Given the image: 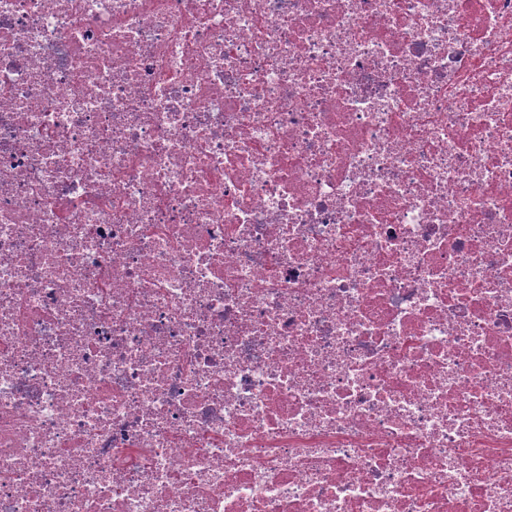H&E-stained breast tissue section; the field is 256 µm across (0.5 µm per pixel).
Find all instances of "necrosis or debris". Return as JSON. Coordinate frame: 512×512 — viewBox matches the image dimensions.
I'll list each match as a JSON object with an SVG mask.
<instances>
[{"instance_id": "necrosis-or-debris-1", "label": "necrosis or debris", "mask_w": 512, "mask_h": 512, "mask_svg": "<svg viewBox=\"0 0 512 512\" xmlns=\"http://www.w3.org/2000/svg\"><path fill=\"white\" fill-rule=\"evenodd\" d=\"M0 512H512V0H0Z\"/></svg>"}]
</instances>
